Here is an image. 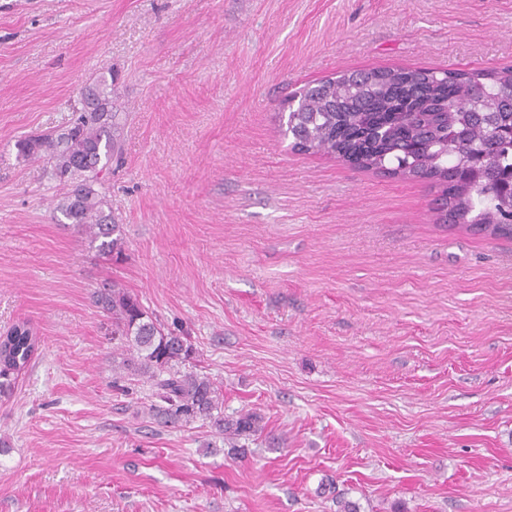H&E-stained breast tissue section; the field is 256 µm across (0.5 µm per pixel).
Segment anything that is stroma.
Returning a JSON list of instances; mask_svg holds the SVG:
<instances>
[{
  "instance_id": "35a3bbf8",
  "label": "stroma",
  "mask_w": 512,
  "mask_h": 512,
  "mask_svg": "<svg viewBox=\"0 0 512 512\" xmlns=\"http://www.w3.org/2000/svg\"><path fill=\"white\" fill-rule=\"evenodd\" d=\"M512 65V0H0V512H512V240L436 223L428 182L291 150L295 91L375 67ZM112 76L121 253L62 223L16 140ZM188 336L246 455L116 386L93 292ZM40 343L36 329L27 319L16 321L0 334V388L10 384V377L23 370L35 355Z\"/></svg>"
}]
</instances>
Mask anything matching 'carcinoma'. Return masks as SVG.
Instances as JSON below:
<instances>
[{"label":"carcinoma","instance_id":"carcinoma-1","mask_svg":"<svg viewBox=\"0 0 512 512\" xmlns=\"http://www.w3.org/2000/svg\"><path fill=\"white\" fill-rule=\"evenodd\" d=\"M285 134L294 150L362 159L361 169L429 180L438 187L433 212L443 224L490 227L512 234V196L501 192L512 179V66L502 69L412 70L375 68L342 74L294 95ZM120 113L112 111V84L101 78L81 92L79 107L59 132L15 142L16 159H44L51 176L70 183L57 205L64 218L97 243L98 252L121 251L103 191L112 159L121 156ZM121 351L117 368L151 383L150 405L172 426L197 418L233 440L261 430L259 416L244 412L226 420L223 390L207 376L183 372L195 348L153 320L140 301L117 285L95 295ZM40 343L27 319L0 334V388L23 370Z\"/></svg>","mask_w":512,"mask_h":512}]
</instances>
